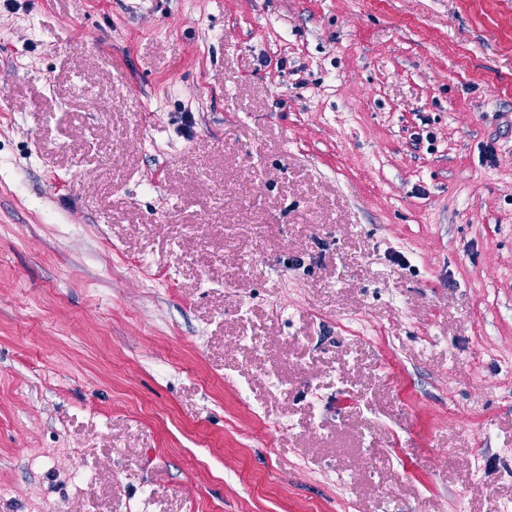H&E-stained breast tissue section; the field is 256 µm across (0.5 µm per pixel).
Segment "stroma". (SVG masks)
Masks as SVG:
<instances>
[{
	"instance_id": "stroma-1",
	"label": "stroma",
	"mask_w": 512,
	"mask_h": 512,
	"mask_svg": "<svg viewBox=\"0 0 512 512\" xmlns=\"http://www.w3.org/2000/svg\"><path fill=\"white\" fill-rule=\"evenodd\" d=\"M510 503L512 0H0V512Z\"/></svg>"
}]
</instances>
